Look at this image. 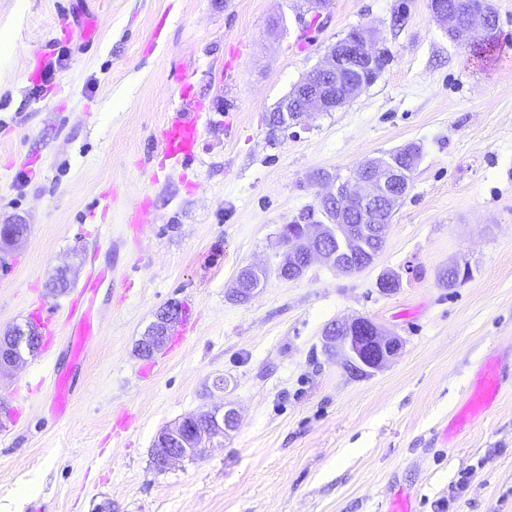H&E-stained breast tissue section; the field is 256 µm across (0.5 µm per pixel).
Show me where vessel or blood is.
<instances>
[{"label":"vessel or blood","instance_id":"obj_1","mask_svg":"<svg viewBox=\"0 0 512 512\" xmlns=\"http://www.w3.org/2000/svg\"><path fill=\"white\" fill-rule=\"evenodd\" d=\"M208 114L201 101L190 93L188 86H181L178 99L156 139V150L171 165L178 166L194 157L201 131ZM100 279L89 276L76 299L71 303L66 325L47 314L44 307L33 308L29 318L40 336L42 351H50L57 336L68 339L73 359H80L88 341L95 334L92 316L93 297ZM502 378L499 361L491 360L483 364L477 372L474 392L468 400L462 421H469L485 412L497 397ZM51 410L56 417H64L70 405L71 386L66 374L53 379Z\"/></svg>","mask_w":512,"mask_h":512}]
</instances>
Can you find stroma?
I'll return each mask as SVG.
<instances>
[{"instance_id":"35a3bbf8","label":"stroma","mask_w":512,"mask_h":512,"mask_svg":"<svg viewBox=\"0 0 512 512\" xmlns=\"http://www.w3.org/2000/svg\"><path fill=\"white\" fill-rule=\"evenodd\" d=\"M498 38L473 55L429 0H0V224H23L0 262V334L32 305L65 320L104 268L100 331L73 365L66 339L0 370V512H512V374L491 413L444 442L480 362L512 359V0H492ZM354 28L388 56L357 97L298 126L276 104ZM186 71L209 106L193 159L153 150ZM415 142L422 156L373 264L313 261L275 275L277 235L369 158ZM149 199L134 235L130 208ZM468 266L456 287L439 281ZM266 267L247 303L240 269ZM65 270L69 286L48 283ZM402 277L384 294L378 277ZM195 325L174 352L137 356L156 313ZM365 317L400 336L381 371L353 377L322 348L326 325ZM153 363L149 377L140 368ZM69 374L66 420L52 371ZM223 379L226 388L213 383ZM236 429L158 473L159 431L222 406ZM126 409L134 426L114 435Z\"/></svg>"}]
</instances>
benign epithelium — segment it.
Segmentation results:
<instances>
[{
	"mask_svg": "<svg viewBox=\"0 0 512 512\" xmlns=\"http://www.w3.org/2000/svg\"><path fill=\"white\" fill-rule=\"evenodd\" d=\"M430 11L442 23L448 37L467 45L486 31V26L498 22L489 0H481V8L471 13L467 21L458 20L457 12L448 6V0H430ZM378 36L369 30L355 29L347 39L333 44L322 63L313 70L320 79L298 83L294 91L304 102L302 112H283L279 125L287 129L301 124L303 117L313 112H331L356 97L371 84L386 63L384 50L377 46ZM404 167L401 159L392 157L380 161H363L355 173V183L344 181L336 185V192L320 199L322 208L333 217L323 223L313 215L303 214L299 223L281 231L276 248L278 267L288 272V279L300 278L305 266L315 258L344 273L360 271L371 265L379 253L376 244L384 243L386 225L380 213H391V208L402 198ZM359 215L360 224L348 223L349 215ZM265 283V270L246 267L236 280L235 297L248 299ZM174 311L162 309L147 333L139 341V355L150 356L166 341L174 326ZM323 346L343 351L351 374L367 377L379 371L402 348L401 339L386 334L377 324L365 317L338 320L328 326L322 336ZM28 347V338L17 337L0 346V368L19 363L22 351ZM235 409L188 416L159 432L153 444L155 468L168 470L176 461L202 455L205 443L237 424Z\"/></svg>",
	"mask_w": 512,
	"mask_h": 512,
	"instance_id": "benign-epithelium-1",
	"label": "benign epithelium"
}]
</instances>
